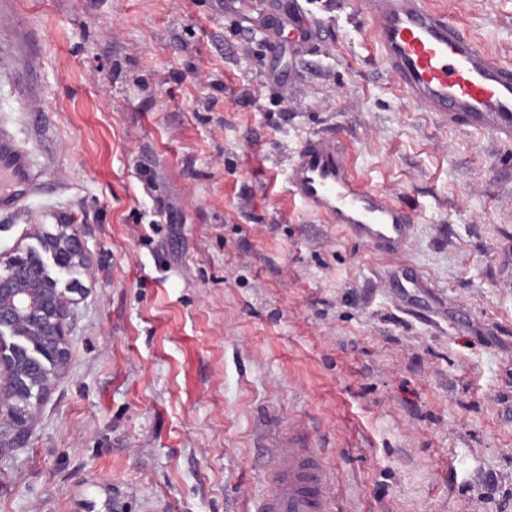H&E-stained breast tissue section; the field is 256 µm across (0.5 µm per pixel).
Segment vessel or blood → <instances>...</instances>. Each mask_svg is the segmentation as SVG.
Wrapping results in <instances>:
<instances>
[{"mask_svg": "<svg viewBox=\"0 0 512 512\" xmlns=\"http://www.w3.org/2000/svg\"><path fill=\"white\" fill-rule=\"evenodd\" d=\"M379 54L398 90L446 120L512 140V66L491 61L480 44L427 0H362ZM0 211L16 210L37 184L28 153L0 134ZM288 192L310 212L340 225L378 251L397 254L410 241L409 212L350 172L335 142L310 137L290 164ZM266 492L255 512H336L337 492L322 455L297 437L272 444L263 467Z\"/></svg>", "mask_w": 512, "mask_h": 512, "instance_id": "1", "label": "vessel or blood"}]
</instances>
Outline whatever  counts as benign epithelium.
Returning a JSON list of instances; mask_svg holds the SVG:
<instances>
[{
  "label": "benign epithelium",
  "instance_id": "1",
  "mask_svg": "<svg viewBox=\"0 0 512 512\" xmlns=\"http://www.w3.org/2000/svg\"><path fill=\"white\" fill-rule=\"evenodd\" d=\"M86 262L79 232L39 239L0 270V449L13 448L35 423L32 389L47 390L68 362L76 314L57 275Z\"/></svg>",
  "mask_w": 512,
  "mask_h": 512
}]
</instances>
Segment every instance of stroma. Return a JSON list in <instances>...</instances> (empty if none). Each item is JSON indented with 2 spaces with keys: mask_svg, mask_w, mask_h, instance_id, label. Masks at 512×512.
Masks as SVG:
<instances>
[{
  "mask_svg": "<svg viewBox=\"0 0 512 512\" xmlns=\"http://www.w3.org/2000/svg\"><path fill=\"white\" fill-rule=\"evenodd\" d=\"M429 2L512 63V0ZM288 3L0 0V128L40 183L0 257L71 226L87 255L0 512H252L272 434L342 512H512V142L400 93L361 0H303L304 39ZM318 132L411 210L404 253L287 194Z\"/></svg>",
  "mask_w": 512,
  "mask_h": 512,
  "instance_id": "obj_1",
  "label": "stroma"
}]
</instances>
